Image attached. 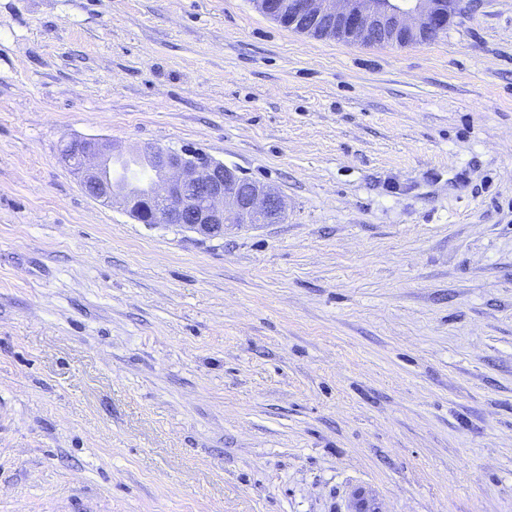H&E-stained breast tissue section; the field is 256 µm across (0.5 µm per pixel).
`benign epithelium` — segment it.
I'll use <instances>...</instances> for the list:
<instances>
[{
	"label": "benign epithelium",
	"instance_id": "obj_1",
	"mask_svg": "<svg viewBox=\"0 0 512 512\" xmlns=\"http://www.w3.org/2000/svg\"><path fill=\"white\" fill-rule=\"evenodd\" d=\"M266 16L301 32L365 45L426 42L448 29L455 0H253ZM138 160L159 180L143 195L112 175L124 153L105 138L75 139L61 158L96 201L121 204L141 224H178L202 237H221L230 227L274 224L284 217L282 196L264 184L193 148L147 144Z\"/></svg>",
	"mask_w": 512,
	"mask_h": 512
}]
</instances>
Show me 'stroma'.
<instances>
[{
	"instance_id": "obj_1",
	"label": "stroma",
	"mask_w": 512,
	"mask_h": 512,
	"mask_svg": "<svg viewBox=\"0 0 512 512\" xmlns=\"http://www.w3.org/2000/svg\"><path fill=\"white\" fill-rule=\"evenodd\" d=\"M73 137L286 214L88 197ZM512 512V0L436 40L252 0H0V512ZM137 158L160 182L147 194L134 184L117 182L112 161L125 156L112 140L75 139L61 158L78 176L83 191L96 201L118 202L141 224H179L206 238L224 236L229 227L274 224L282 220V196L264 184L193 148L147 144Z\"/></svg>"
}]
</instances>
